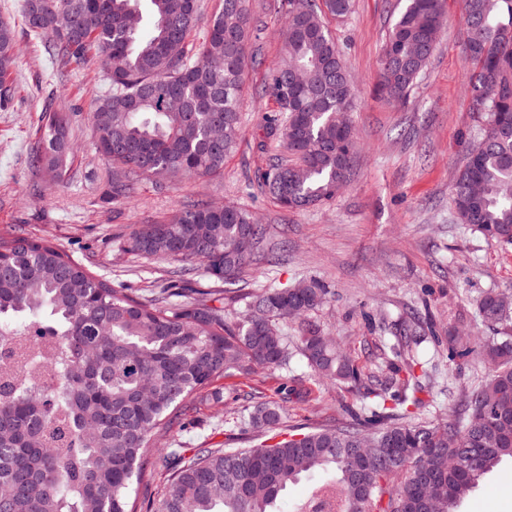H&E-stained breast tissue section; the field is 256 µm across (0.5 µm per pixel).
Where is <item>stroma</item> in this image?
<instances>
[{
	"instance_id": "1",
	"label": "stroma",
	"mask_w": 512,
	"mask_h": 512,
	"mask_svg": "<svg viewBox=\"0 0 512 512\" xmlns=\"http://www.w3.org/2000/svg\"><path fill=\"white\" fill-rule=\"evenodd\" d=\"M280 0H249L251 47L263 59L250 70L241 108L242 139L222 172L175 182L160 190L140 180L132 199L113 205L106 196L109 166L96 146L87 117L94 94L104 86L99 69L54 75L43 42L19 34L20 57L11 75L15 93L0 109V236L23 234L60 245L74 259L112 283L164 288L172 261L158 262L123 252L119 238L135 224H155L190 200L232 203L268 227L266 249L275 262L259 261L250 271L271 288L315 279L328 290L320 308L283 329L296 337L305 322L335 336L365 371L384 367L392 326L410 311L431 319L439 345L421 344L418 358L430 378L421 393L420 417L440 419L456 403L461 384L474 379L470 361L449 369L446 354L455 336H481L474 317L477 300L492 289H512V246L486 240L458 222L451 189L465 148L475 141L480 118L467 87L461 0H446V22L437 48L405 105L377 91L385 34L399 0H353L350 14L329 19L357 95L350 114L358 150L353 175L335 201L306 211H289L247 189L246 176L265 166L259 148L261 114L273 107L258 91L266 66L281 52ZM69 113L75 155L58 185L32 169L29 146L45 106ZM40 193H33V186ZM297 393L282 399L283 385ZM258 400L282 401L285 430L320 427L344 419L353 398L318 381L301 358L288 369H256L247 376L214 379L193 411L163 428L158 448H248L252 433L240 424ZM461 512H512V461L480 481Z\"/></svg>"
}]
</instances>
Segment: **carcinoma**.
Here are the masks:
<instances>
[{"instance_id": "1", "label": "carcinoma", "mask_w": 512, "mask_h": 512, "mask_svg": "<svg viewBox=\"0 0 512 512\" xmlns=\"http://www.w3.org/2000/svg\"><path fill=\"white\" fill-rule=\"evenodd\" d=\"M23 0L22 24L44 40L60 72L99 64L106 80L90 106L97 148L112 167V202L150 180L224 170L238 145L248 74V0ZM70 17L60 32L57 6ZM282 53L268 67L261 115L274 154L248 182L282 207L302 211L346 187L357 138L336 113L356 88L327 17L353 0H281ZM445 22L444 0H405L379 59L380 88L406 102ZM465 53L473 108L483 124L463 155L452 198L457 219L486 239L512 245V0H464ZM15 24L0 19V106L14 94ZM70 119L46 109L30 164L62 181L73 163ZM265 225L231 204H189L167 220L130 228L122 249L180 263L167 288H123L59 245L24 235L0 238V512H137L131 502L152 436L214 379L262 367L280 370L299 354L321 381L344 388L360 409L324 428L256 448H168L169 488L152 512H278L288 485L316 471L293 512H458L479 481L512 460V308L501 293L477 301L493 335L448 344V365L468 358L488 369L464 387L453 419L410 422L428 386L410 343L424 320L396 325L383 378L366 374L332 337L307 325L294 341L280 324L325 302L315 279L240 294L246 315L224 313V285L256 261ZM216 288H190L195 274ZM282 407L251 406L241 424L257 436L278 426Z\"/></svg>"}]
</instances>
